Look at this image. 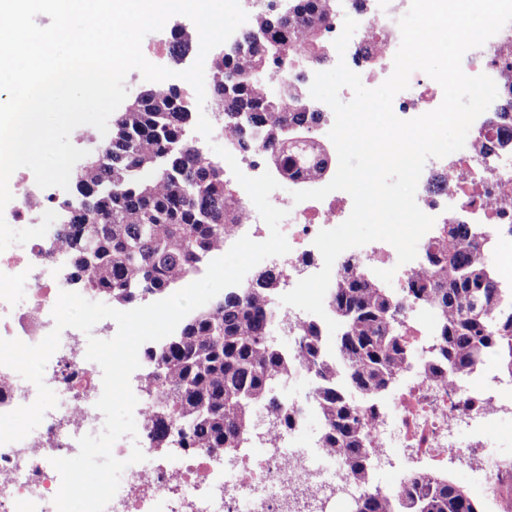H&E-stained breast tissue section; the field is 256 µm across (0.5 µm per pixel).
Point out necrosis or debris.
Segmentation results:
<instances>
[{
    "mask_svg": "<svg viewBox=\"0 0 512 512\" xmlns=\"http://www.w3.org/2000/svg\"><path fill=\"white\" fill-rule=\"evenodd\" d=\"M411 0H373L369 13L358 12L345 0L326 32L334 42L345 17L358 23L359 40L349 42L348 67L369 82L386 80L393 71L394 56L401 43L399 19ZM512 44V22L481 47L467 51L462 68L467 75L485 74L500 80L502 68L497 51ZM439 84L415 72L409 87L393 101L395 115L411 119L437 108L442 98ZM440 172L448 178L446 191L433 195L418 185L416 202L428 215L445 221L495 224L502 201H512V151L485 158L473 149L428 159L423 173ZM334 170L317 179L300 175L279 176L288 192L273 191L272 205L287 210L281 231L291 250L279 259L287 287L318 272L323 266L313 241L320 230L344 222L353 200L343 191L323 200L294 202L293 191L317 189L328 184ZM352 259L370 269L393 270L398 283H405L421 267L420 260L398 264L395 248L375 241L343 252L332 272L340 274L345 260ZM66 258L56 246L54 234H46L0 252V271L28 287L22 305H14L12 291L0 283V338L20 339L35 345L53 329L52 308L60 291L76 285L62 276ZM418 358L412 360L385 399L376 400L366 417L373 440L376 466L395 469V482L382 485V492L398 495L407 487L414 463L425 460L436 473L449 461H461L480 476L482 489L498 486L491 508L500 512L512 500V473L505 467L488 466L484 441L504 417H512V383L498 379L493 359H486L465 381L437 383L424 370L433 355L431 325L424 313L411 322ZM81 331H62L60 345L44 371V381L58 403L48 410L41 424L25 439L0 445V512H56L53 499L61 479L52 466L55 458H69L79 451L81 436L100 433L104 417L96 402L103 389L98 364L85 357ZM290 425L265 423L253 431L258 449L239 461L223 465L217 451L208 448L175 450L166 458L145 448L144 462L128 464L127 439L113 446L115 458L126 461L120 487L105 512H334L342 503L362 496L364 488L353 481L339 457L326 449H292L288 443L303 426L313 402H288ZM472 433L462 442L461 433Z\"/></svg>",
    "mask_w": 512,
    "mask_h": 512,
    "instance_id": "1",
    "label": "necrosis or debris"
}]
</instances>
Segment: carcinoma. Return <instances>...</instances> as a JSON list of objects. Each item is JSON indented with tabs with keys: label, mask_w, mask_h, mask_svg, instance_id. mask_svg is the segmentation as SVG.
Returning a JSON list of instances; mask_svg holds the SVG:
<instances>
[{
	"label": "carcinoma",
	"mask_w": 512,
	"mask_h": 512,
	"mask_svg": "<svg viewBox=\"0 0 512 512\" xmlns=\"http://www.w3.org/2000/svg\"><path fill=\"white\" fill-rule=\"evenodd\" d=\"M336 0H291L285 16L260 13L235 52L213 57L212 100L224 109L234 143L267 157L283 174L299 141L321 120L298 78L274 84L268 76L294 63L299 37L306 55L325 60L323 30ZM169 53L182 58L188 39L174 28ZM193 120L189 97L175 85L150 82L112 120L108 150L73 177L74 192L56 203V227L69 278L127 310L147 295L163 294L196 274L224 247L240 217V199L224 180V167L187 137ZM495 136L474 144L482 155L512 150V111L488 118ZM306 175L326 169L320 149L308 144ZM512 236L507 224H439L423 248L426 271L400 294L382 287L358 263L347 261L330 288L340 324L337 359L326 357L320 329L311 323L294 346L314 380L311 396L322 415V447L338 455L353 478L370 482L372 446L360 404L394 383L412 356L407 314L436 312L438 363L430 375L461 379L491 355L512 378V287L490 261L494 234ZM280 281L259 271L251 286L230 291L185 321L180 332L147 349L148 397L153 405V448H243L256 410L274 419L286 410L277 399L292 363L272 339L269 299ZM354 512H481L480 505L443 474L410 480L398 500L371 489Z\"/></svg>",
	"instance_id": "carcinoma-1"
}]
</instances>
